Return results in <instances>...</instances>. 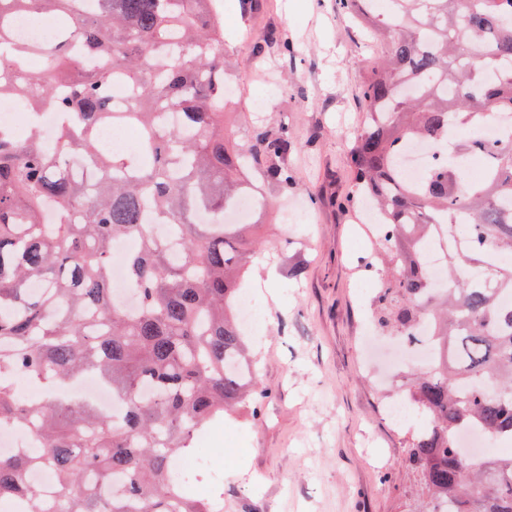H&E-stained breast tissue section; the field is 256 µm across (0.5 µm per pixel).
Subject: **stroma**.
Masks as SVG:
<instances>
[{"label":"stroma","mask_w":512,"mask_h":512,"mask_svg":"<svg viewBox=\"0 0 512 512\" xmlns=\"http://www.w3.org/2000/svg\"><path fill=\"white\" fill-rule=\"evenodd\" d=\"M220 4L235 86L227 130L243 140L284 126L295 144L292 190L254 181L273 206L253 218L262 247L241 290L269 278L279 304L264 312L255 354L266 398L257 414L230 413L211 428L224 512H415L407 452L421 422L387 416L364 361L375 277L363 264L376 245L361 209L336 206L366 120L368 35L336 0Z\"/></svg>","instance_id":"obj_1"}]
</instances>
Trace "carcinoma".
<instances>
[{
    "label": "carcinoma",
    "mask_w": 512,
    "mask_h": 512,
    "mask_svg": "<svg viewBox=\"0 0 512 512\" xmlns=\"http://www.w3.org/2000/svg\"><path fill=\"white\" fill-rule=\"evenodd\" d=\"M0 0V46L41 55L43 69L12 71L0 53V94L30 110L21 134L0 127V429L34 442L0 455L4 512H224V487L201 497L197 477L173 464L224 412L257 410L267 392L236 302L256 240L224 213L249 175L286 191L287 131L244 141L224 132V23L215 0ZM381 49L362 98L369 121L350 163L348 209L371 193L384 217L380 243L397 266L378 296L379 326L403 342L417 319L435 323L448 357L415 371L408 386L429 430L413 439L409 462L427 497L425 512H512V453L478 463L459 446L477 427L512 444V138L466 134L492 113L512 115V0H336ZM47 15L52 46L12 38L15 14ZM102 57L134 94L110 111ZM55 112L56 139L36 116ZM180 117L171 127L167 114ZM107 119L142 137L135 164L97 141ZM448 143L486 159L467 179L457 163L433 158L420 182L403 179L406 144ZM94 163L92 179L70 175L74 155ZM132 240L125 273L136 305L113 296L115 243ZM448 247L447 288H427L421 242ZM86 374L123 401L119 421L60 396ZM40 388L31 401L19 386ZM55 478L47 503L32 480ZM119 479L104 498L91 485Z\"/></svg>",
    "instance_id": "1"
}]
</instances>
